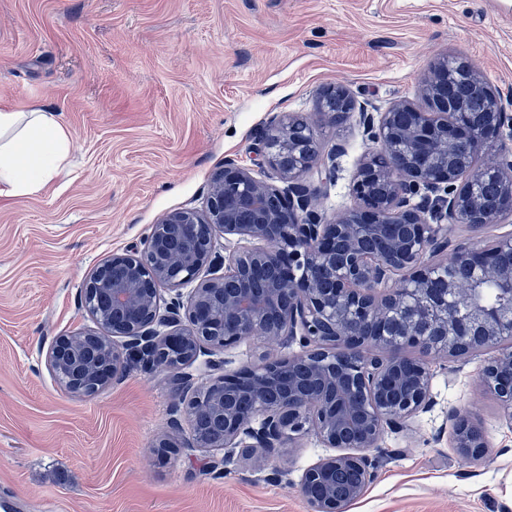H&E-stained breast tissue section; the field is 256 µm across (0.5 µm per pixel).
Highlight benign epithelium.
I'll use <instances>...</instances> for the list:
<instances>
[{
	"instance_id": "1",
	"label": "benign epithelium",
	"mask_w": 512,
	"mask_h": 512,
	"mask_svg": "<svg viewBox=\"0 0 512 512\" xmlns=\"http://www.w3.org/2000/svg\"><path fill=\"white\" fill-rule=\"evenodd\" d=\"M447 63L436 62L423 86L431 112L399 101L374 114L344 87L323 90L320 113L339 126L358 119L376 144L357 166L353 204L329 222L312 201L327 195L343 147L324 155L298 113L269 118L253 166L224 160L203 208L161 215L143 240L91 272L84 302L99 330L58 337L47 352L52 376L91 398L124 376L130 351L172 374L177 392L169 430L155 445L160 458L225 451L228 462L239 448L251 470L265 472L283 448L315 435L337 453L301 476L309 512H345L363 495L384 432L411 431L431 406L432 359L497 348L479 385L512 426V234L454 247L448 239L450 224L512 218V153L477 162L512 117L492 90L489 111L459 117ZM462 148L471 154L463 173L454 165ZM255 166L275 170L284 186L258 178ZM488 178L499 183L491 208L475 193ZM221 240L224 274L205 276ZM447 250L449 260L441 257ZM259 275L267 287L256 295L250 284ZM489 287L500 302L486 301ZM249 339L272 350L218 377L222 359L186 371L200 356ZM294 344L300 352L276 354ZM408 348L419 356H407ZM450 418L454 447L480 457L488 447L481 426L461 409ZM202 420L221 422V441ZM341 473L354 476L343 495Z\"/></svg>"
}]
</instances>
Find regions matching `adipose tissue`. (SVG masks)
<instances>
[{"label":"adipose tissue","instance_id":"1","mask_svg":"<svg viewBox=\"0 0 512 512\" xmlns=\"http://www.w3.org/2000/svg\"><path fill=\"white\" fill-rule=\"evenodd\" d=\"M71 151L60 114L0 108V198L43 192L66 168Z\"/></svg>","mask_w":512,"mask_h":512}]
</instances>
